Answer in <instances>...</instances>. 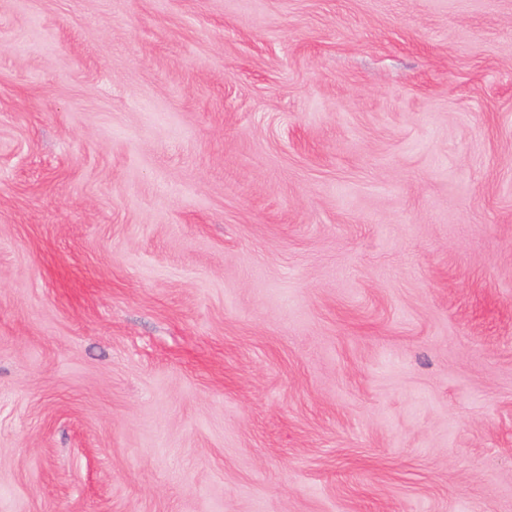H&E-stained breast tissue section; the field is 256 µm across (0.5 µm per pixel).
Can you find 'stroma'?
Listing matches in <instances>:
<instances>
[{"instance_id": "obj_1", "label": "stroma", "mask_w": 512, "mask_h": 512, "mask_svg": "<svg viewBox=\"0 0 512 512\" xmlns=\"http://www.w3.org/2000/svg\"><path fill=\"white\" fill-rule=\"evenodd\" d=\"M0 512H512V0H0Z\"/></svg>"}]
</instances>
